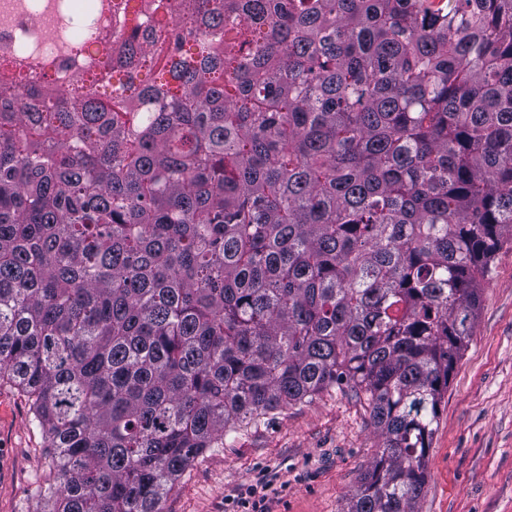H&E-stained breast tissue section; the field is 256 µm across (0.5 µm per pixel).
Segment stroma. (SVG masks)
<instances>
[{"instance_id":"35a3bbf8","label":"stroma","mask_w":512,"mask_h":512,"mask_svg":"<svg viewBox=\"0 0 512 512\" xmlns=\"http://www.w3.org/2000/svg\"><path fill=\"white\" fill-rule=\"evenodd\" d=\"M46 442L26 399L0 381V512H41ZM378 450L346 390L289 406L198 457L163 512H225L260 487L268 512H347ZM421 512H512V244L496 254L441 404Z\"/></svg>"}]
</instances>
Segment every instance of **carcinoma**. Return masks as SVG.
I'll list each match as a JSON object with an SVG mask.
<instances>
[{"mask_svg":"<svg viewBox=\"0 0 512 512\" xmlns=\"http://www.w3.org/2000/svg\"><path fill=\"white\" fill-rule=\"evenodd\" d=\"M65 86L0 56V380L43 512H162L196 458L347 387L348 512H418L512 244V0H101Z\"/></svg>","mask_w":512,"mask_h":512,"instance_id":"cac0c4a2","label":"carcinoma"}]
</instances>
